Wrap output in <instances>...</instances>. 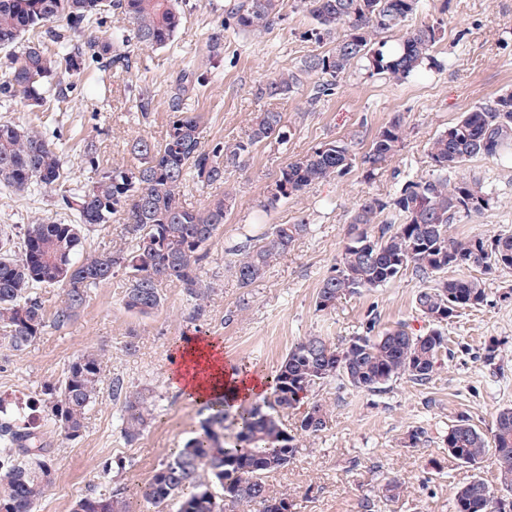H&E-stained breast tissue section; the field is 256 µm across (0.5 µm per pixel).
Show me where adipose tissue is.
<instances>
[{
	"label": "adipose tissue",
	"mask_w": 512,
	"mask_h": 512,
	"mask_svg": "<svg viewBox=\"0 0 512 512\" xmlns=\"http://www.w3.org/2000/svg\"><path fill=\"white\" fill-rule=\"evenodd\" d=\"M221 352V344L210 337L181 346L169 374L173 387L200 403L221 396L243 403L263 396L264 377L225 367Z\"/></svg>",
	"instance_id": "adipose-tissue-1"
}]
</instances>
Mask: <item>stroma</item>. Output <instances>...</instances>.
Wrapping results in <instances>:
<instances>
[{"label": "stroma", "instance_id": "1", "mask_svg": "<svg viewBox=\"0 0 512 512\" xmlns=\"http://www.w3.org/2000/svg\"><path fill=\"white\" fill-rule=\"evenodd\" d=\"M239 0H182V27L160 49L132 47V67L121 71L91 67L82 95L66 110H54L42 123L23 104L5 112L25 127L79 130L93 136L99 155L109 163L138 166L131 151L135 140L163 141L172 114L169 96L183 69H192L200 84L188 102L201 116L204 145L244 138L251 118L273 109L283 114L286 141L257 145L241 165L229 167L224 188L237 205L210 241L204 267L218 288L205 316L190 320L194 302L182 288H165L162 307L152 315L128 312L123 304L125 279H112L90 289L88 302L67 327L47 328L31 347L12 350L0 343V404L26 406L41 395L44 384L62 377L69 361L89 347L106 352L105 387L87 415L82 437L70 441L47 432L56 480L36 512H71L82 496L116 490L130 512H176L175 505L153 507L140 489L153 470L200 430V406L187 401L169 381L171 358L184 339L214 337L225 360L271 377L288 350L304 337L317 335L344 344L367 328L382 333L406 325L426 332L427 318L415 308V296L426 283L412 274L338 301L335 309L318 311L322 279L341 258L347 220L360 201L374 196L388 201L406 181L432 172L430 138L455 123L462 113L512 92V0H421L418 11L386 32L396 43L406 32L434 20L444 23L435 45L434 67L405 82L369 76L351 69L332 95L316 96L314 75L302 78L284 99L263 95L280 73L299 71L305 55L323 52L309 34L313 20L303 0H287L282 20L270 30L249 34L226 21ZM219 42L211 37L216 27ZM153 93L149 118L137 109V95ZM401 116L408 136L392 162L374 178L361 163L372 139L394 116ZM351 143L354 159L342 175L298 196L266 207L279 170L311 147L334 140ZM458 176L480 180L498 205L457 224L464 236L512 233V155L477 157L461 166ZM50 190L14 192L0 189V225L28 224L55 214ZM309 224L310 230L269 268L253 287H239L224 254L227 242L256 233L258 225ZM488 302L460 311L446 328L448 352L433 379L418 385L407 378L384 389L356 390L339 381L315 388L330 415L327 427L307 439L293 463L267 480L270 495L290 494L292 512H364L365 500L380 502L381 512H453L459 486L473 478L498 489L497 463L487 454L474 467L450 457L448 428L461 415L482 431H490L496 414L512 408V271L484 275ZM135 350H127L128 341ZM495 358L485 361L487 349ZM149 392L154 419L140 439L126 444L120 433L121 404L110 383ZM424 432L422 443L409 446L408 430ZM111 473H103L104 462ZM404 481L401 496L380 497L388 480Z\"/></svg>", "mask_w": 512, "mask_h": 512}]
</instances>
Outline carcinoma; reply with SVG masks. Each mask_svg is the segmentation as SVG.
Segmentation results:
<instances>
[{"label": "carcinoma", "mask_w": 512, "mask_h": 512, "mask_svg": "<svg viewBox=\"0 0 512 512\" xmlns=\"http://www.w3.org/2000/svg\"><path fill=\"white\" fill-rule=\"evenodd\" d=\"M315 21L311 37L334 43L327 53H310L301 72L321 78L318 93L329 96L337 82L359 64L371 75L405 80L432 63L431 51L443 35L435 20L404 34L393 51L378 35L398 27L419 8L420 0H304ZM284 0H241L231 12L243 32L268 30L282 19ZM123 15L129 23L119 38L106 30L108 19ZM182 25L179 0H0V49L6 66L0 73V105L20 101L33 112L70 102L81 88L89 63L127 68L129 43L163 48ZM30 33L37 40H23ZM184 73L170 96L173 112L165 139L139 138L133 152L141 164L133 169L100 166L97 148L88 141L83 156L94 177L77 188L66 185L61 132L48 134L0 120V187L25 192L31 186L60 191L64 219L39 218L23 235L10 224L0 225V334L7 345L23 351L48 325L70 324L87 302L89 290L124 269L128 286L123 303L135 314L148 316L163 304L162 289L175 284L195 300L192 317L202 316L216 282L201 274L206 247L235 205L229 192L202 209L187 207L183 188L193 180L206 187L224 184L226 168L240 162L252 148L286 137L282 113L267 110L252 119L248 137L211 147L200 137L201 116L187 106ZM68 80L61 88L62 80ZM300 85L288 71L271 80L266 94L285 98ZM407 137L401 116L385 124L362 158L366 176L374 177L398 154ZM512 150V92L465 112L428 146L432 176L409 180L392 205L368 197L349 217L347 241L338 267L326 276L316 296L321 312L338 300L384 286L411 270L423 278L451 268L480 269L486 274L512 270V234L459 237L454 225L481 215L497 201L476 180L456 175L477 157L494 158ZM348 143H322L279 170L268 205L297 196L312 185L343 174L351 167ZM392 208L391 218L378 221ZM121 216L130 248L87 251L83 240L103 224ZM309 225L276 224L258 235L229 241L224 254L238 285L250 288ZM40 288L62 290L53 312L46 311ZM487 303L484 283L477 278H441L415 297L416 308L432 327L414 335L400 325L380 336H355L339 346L321 336H307L285 356L269 381V393L249 405L234 406L224 398L201 405V433L188 439L161 463L141 488L151 504L174 502L177 512H224V506L262 505V512H291L290 495H269L266 477L287 467L302 441L323 431L328 410L309 401L314 388L340 378L357 389L374 390L406 377L417 383L432 379L448 349L443 324L464 309ZM443 312V321L431 318ZM104 354L89 348L77 355L56 384L44 388L41 399L46 420L69 440L79 438L87 414L103 389ZM112 395L123 396L121 431L136 441L149 424L146 393L112 383ZM299 410L293 429L279 414ZM232 426L234 437L224 430ZM45 432L27 422L24 410L10 413L0 406V512H36L54 482L55 472ZM494 449L503 494L496 498L480 478L458 488L456 512H512V408L497 413L492 436H486L467 416L448 427L446 448L454 459L471 466ZM72 512H130L118 493L77 499Z\"/></svg>", "instance_id": "cac0c4a2"}]
</instances>
